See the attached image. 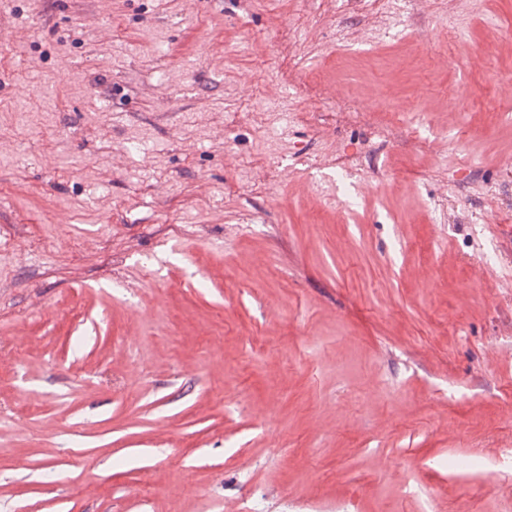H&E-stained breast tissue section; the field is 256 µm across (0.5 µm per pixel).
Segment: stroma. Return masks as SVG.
I'll use <instances>...</instances> for the list:
<instances>
[{
    "mask_svg": "<svg viewBox=\"0 0 512 512\" xmlns=\"http://www.w3.org/2000/svg\"><path fill=\"white\" fill-rule=\"evenodd\" d=\"M511 34L0 0V512H512Z\"/></svg>",
    "mask_w": 512,
    "mask_h": 512,
    "instance_id": "obj_1",
    "label": "stroma"
}]
</instances>
